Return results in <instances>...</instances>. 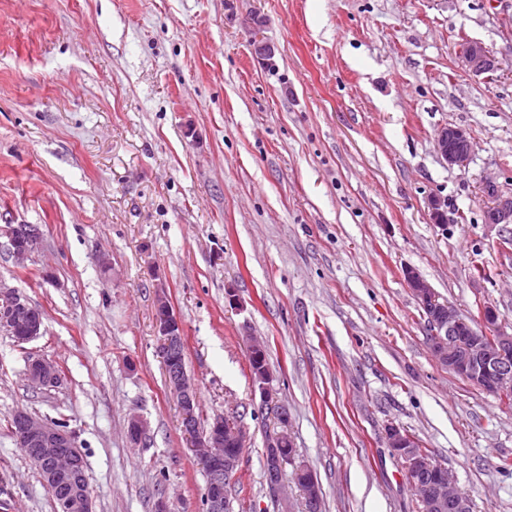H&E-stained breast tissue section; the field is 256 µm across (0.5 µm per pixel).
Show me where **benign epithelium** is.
<instances>
[{
    "label": "benign epithelium",
    "mask_w": 512,
    "mask_h": 512,
    "mask_svg": "<svg viewBox=\"0 0 512 512\" xmlns=\"http://www.w3.org/2000/svg\"><path fill=\"white\" fill-rule=\"evenodd\" d=\"M462 65L475 73L494 70L496 59L477 42L460 46ZM440 156L450 166L469 164L474 141L469 130L446 126L436 136ZM485 223L491 227L512 224V197L496 195L485 210ZM0 233L8 239L9 253L18 261L31 256L41 241L37 224H6ZM405 280L428 314L430 344L437 361L449 372L504 400L512 398V334L498 329V315L484 305L480 317L471 323L450 303L440 301L433 288L412 269L404 270ZM155 321L160 336L161 353L168 385L176 397L180 428L207 474L204 492L207 512H224L225 487L231 483L241 462V450L247 447V432L222 415L208 421L201 429L197 412L198 393L194 381L181 368L178 358L184 349L183 328L165 297H159ZM43 313L16 289L0 280V331L19 343H28L42 335ZM29 382L42 388L62 383L59 369L45 358L29 354L26 363ZM11 429L20 438L29 460L38 471L45 487L59 494L63 512H94L93 499L84 474L81 451L68 427L19 410L11 418ZM147 430L145 420L132 414L128 420L131 441H142ZM387 446L396 451L406 446V433L391 425L386 431ZM408 474L415 475L433 468V464L414 453L403 454ZM284 462L269 456L266 472L271 490L280 491ZM300 490L304 496V512H316L321 492L313 478H303ZM428 506H447L463 512L467 499L456 488L451 475L436 484L416 485Z\"/></svg>",
    "instance_id": "obj_1"
}]
</instances>
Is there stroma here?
<instances>
[{
  "mask_svg": "<svg viewBox=\"0 0 512 512\" xmlns=\"http://www.w3.org/2000/svg\"><path fill=\"white\" fill-rule=\"evenodd\" d=\"M465 41L497 70H465ZM446 126L470 130L467 168L438 154ZM489 183L512 195V0H0V225L43 232L21 266L0 237V279L44 323L26 344L0 333V512H55L10 429L19 409L68 424L95 512H204L161 294L201 418L249 438L231 512H303L294 465L292 510L264 475L282 429L323 512H419L392 425L471 512H512V409L437 362L403 275L466 316L491 304L512 333V224H485ZM252 336L287 424L254 394ZM31 352L59 387L30 384Z\"/></svg>",
  "mask_w": 512,
  "mask_h": 512,
  "instance_id": "1",
  "label": "stroma"
}]
</instances>
